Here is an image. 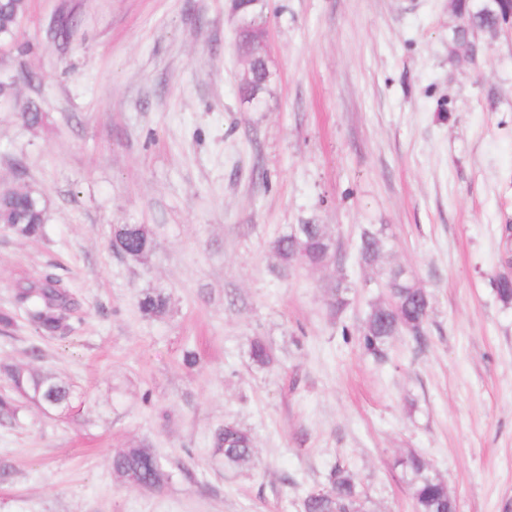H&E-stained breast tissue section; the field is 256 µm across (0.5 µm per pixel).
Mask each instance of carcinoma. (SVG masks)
Returning <instances> with one entry per match:
<instances>
[{
  "mask_svg": "<svg viewBox=\"0 0 512 512\" xmlns=\"http://www.w3.org/2000/svg\"><path fill=\"white\" fill-rule=\"evenodd\" d=\"M509 5L506 0H484L480 6L468 0H455V9L464 24L475 25L495 34L508 23ZM27 10V0H3L0 3V45L16 41L20 20ZM457 28L448 41V54L463 57L471 44ZM45 207L38 194L28 185H18L0 195V225L25 237L43 233ZM383 240L378 233L365 229L360 238L361 260L370 265L380 255ZM112 248L118 254L134 252L132 259L146 257L154 248V239L145 224H115L112 228ZM280 267L286 271L295 264L320 267L338 261L336 243L321 224H294L278 237L274 245ZM496 297L505 306L512 305V280L500 276L492 279ZM387 299L372 305L363 320L360 332L365 350L382 360L389 341L401 332L417 339L424 335L431 310V295L401 270L388 273L384 284ZM16 299L25 307L27 322L42 336L63 338L72 330L75 302L60 281L46 274L25 288L19 289ZM140 311L150 317H162L169 311L168 299L158 294H145L139 301ZM252 362L264 368L273 361L266 343L254 339L249 345ZM3 372L9 389L0 392V417L12 420L20 408V399L37 402L54 415H69L79 394L73 386L49 374L26 371L5 365ZM213 453L224 458V466L237 468L249 464L255 455L252 433L234 421L224 423L213 436ZM162 465L158 456L148 448H128L112 455L113 473L124 479L136 474L143 488L158 490L165 479L159 474ZM403 479L408 484L415 512H456L455 500L448 494L445 480L432 472L429 462L420 454L409 451L401 457ZM302 512H368L358 489L355 475L344 466L332 468L326 485L305 496Z\"/></svg>",
  "mask_w": 512,
  "mask_h": 512,
  "instance_id": "cac0c4a2",
  "label": "carcinoma"
}]
</instances>
